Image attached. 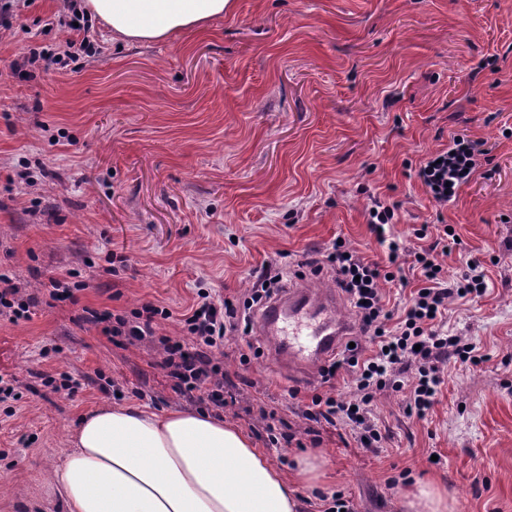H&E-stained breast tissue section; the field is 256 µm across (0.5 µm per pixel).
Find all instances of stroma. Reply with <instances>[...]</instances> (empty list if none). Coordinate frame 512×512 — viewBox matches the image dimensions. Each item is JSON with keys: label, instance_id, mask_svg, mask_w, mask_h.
<instances>
[{"label": "stroma", "instance_id": "obj_1", "mask_svg": "<svg viewBox=\"0 0 512 512\" xmlns=\"http://www.w3.org/2000/svg\"><path fill=\"white\" fill-rule=\"evenodd\" d=\"M62 4L31 0L0 30V270L36 295L68 270L86 283L77 304L0 320V376L21 394L0 403V512H66L53 472L81 416L112 404L102 377L128 388L126 403L140 390L161 412L189 406L153 348L78 325L83 307L153 301L172 313L157 334L179 339L198 289L242 295L265 263L306 260L339 235L381 259L370 196L398 204L394 233L434 221L415 169L456 135L489 161L443 210L465 246L441 262L452 279L479 258L488 288L449 299L446 321L486 360H447L422 418L403 394L379 395L376 451L328 426L317 451L354 512H406L428 481L448 512H512V0H233L223 18L142 45L90 18L96 56L25 65L65 38ZM115 258L126 267L113 276ZM63 371L74 395L39 379ZM224 372L250 382L225 422L291 472L299 448L269 444L250 408L271 394L303 429L288 390L310 393L317 376L282 374L266 354L241 365L232 341Z\"/></svg>", "mask_w": 512, "mask_h": 512}]
</instances>
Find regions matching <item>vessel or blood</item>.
Segmentation results:
<instances>
[{"label":"vessel or blood","instance_id":"obj_1","mask_svg":"<svg viewBox=\"0 0 512 512\" xmlns=\"http://www.w3.org/2000/svg\"><path fill=\"white\" fill-rule=\"evenodd\" d=\"M341 305L338 293L299 282L263 306L256 327L267 338L271 357L286 371L307 374L325 365L354 334Z\"/></svg>","mask_w":512,"mask_h":512}]
</instances>
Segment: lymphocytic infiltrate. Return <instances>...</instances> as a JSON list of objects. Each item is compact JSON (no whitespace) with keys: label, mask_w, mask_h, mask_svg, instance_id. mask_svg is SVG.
Here are the masks:
<instances>
[{"label":"lymphocytic infiltrate","mask_w":512,"mask_h":512,"mask_svg":"<svg viewBox=\"0 0 512 512\" xmlns=\"http://www.w3.org/2000/svg\"><path fill=\"white\" fill-rule=\"evenodd\" d=\"M480 153L479 144L466 136H455L447 149L436 152L421 164L416 176L436 206H447L473 174ZM368 224L377 242L385 249L381 261L368 259L350 248L344 238H336L323 258L308 259L313 274L333 275L338 288L354 309L360 341L344 348L336 359L320 369V386L313 389L301 409L306 435L319 444L315 425L326 424L349 431L359 447L374 450L383 439L373 415V403L386 391L407 395L406 406L417 416H425L437 400L444 382L441 365L447 359L479 365L481 356L473 343L445 331L448 301L459 296H482L486 291L480 262L468 263L454 281H447L441 256L449 245H460L457 233L448 225H421L410 235L393 233L396 205L371 198L367 207ZM430 239L428 248L418 249L414 240ZM420 272L422 285L402 314L388 309L382 293L386 284L407 287L404 266ZM284 286V273L276 263L263 266L251 292L243 298L228 297L217 302L209 292L198 291V300L181 318L186 340L156 333V322L169 318L167 308L143 303L127 315L88 310L86 323L100 327L107 338L150 340L159 351L160 367L172 390L187 401L223 412L224 362L220 355L226 342L249 337L253 316ZM351 376L357 390L356 401H346L334 392L340 375Z\"/></svg>","instance_id":"f902f5d3"}]
</instances>
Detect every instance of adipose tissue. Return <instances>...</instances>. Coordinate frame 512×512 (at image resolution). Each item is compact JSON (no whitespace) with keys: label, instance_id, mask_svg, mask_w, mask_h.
<instances>
[{"label":"adipose tissue","instance_id":"1","mask_svg":"<svg viewBox=\"0 0 512 512\" xmlns=\"http://www.w3.org/2000/svg\"><path fill=\"white\" fill-rule=\"evenodd\" d=\"M231 0H84L130 43L223 17ZM54 477L68 512H303L298 490L326 476L323 456L276 468L239 427L205 412L104 406L85 416Z\"/></svg>","mask_w":512,"mask_h":512}]
</instances>
